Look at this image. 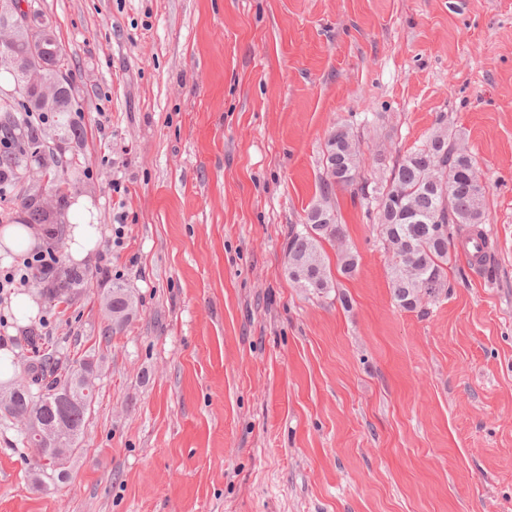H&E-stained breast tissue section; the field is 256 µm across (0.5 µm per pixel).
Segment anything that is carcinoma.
<instances>
[{
  "instance_id": "cac0c4a2",
  "label": "carcinoma",
  "mask_w": 512,
  "mask_h": 512,
  "mask_svg": "<svg viewBox=\"0 0 512 512\" xmlns=\"http://www.w3.org/2000/svg\"><path fill=\"white\" fill-rule=\"evenodd\" d=\"M0 44H11L17 54L32 52L27 30L18 24H0ZM51 67L25 76L12 74L15 87L7 91L0 87V118L8 116V126L0 135L9 139L11 155L0 160V199L16 203L27 214L25 223L46 224L62 213L71 181L63 176L54 180L53 192L45 199L16 191L22 177L39 179V167L33 149L39 144L44 130L51 126L74 133L76 122L68 116L79 112V102L72 97L76 73L70 72L71 82H60L61 69L68 67L56 35H50ZM43 112L45 119L31 116ZM323 176L320 179V199L306 214L300 229L291 231L287 244L288 277L298 287L317 294L333 287L330 267L325 263L321 247L333 241L339 250L341 272L353 275L359 256L345 239L343 225L333 195L335 189H350L369 208L377 210L383 249L388 258L389 284L399 307L412 311L423 303L437 300L448 287V263L452 257V233L437 235L432 230L435 221L445 226L469 229V235L480 236L485 223L483 198L486 185L476 160L461 145L460 137L439 128L421 145L396 160L390 175L381 185H371V178L361 165L359 140L343 123L332 128L323 150ZM132 307L126 289L112 286L105 297V309L112 320V331L122 330ZM92 368L85 359L80 363L57 361L50 366L41 364L36 371L14 374L9 380V404L5 410L14 417L34 421L41 430L38 438L31 430L23 437L35 455L47 458H67L79 444L90 407L69 397L75 393L77 375ZM41 387L33 396L29 384ZM65 421L70 431L59 438L49 429Z\"/></svg>"
}]
</instances>
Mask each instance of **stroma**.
Wrapping results in <instances>:
<instances>
[{
	"label": "stroma",
	"instance_id": "1",
	"mask_svg": "<svg viewBox=\"0 0 512 512\" xmlns=\"http://www.w3.org/2000/svg\"><path fill=\"white\" fill-rule=\"evenodd\" d=\"M76 70L50 134L100 226L62 298L36 283L0 347L27 372L93 356L64 477L35 485L0 412V512H512V0H37ZM385 166L446 127L487 186V271L399 308L375 211L316 295L285 270L334 123ZM112 254V276L96 266ZM134 301L109 334L112 285Z\"/></svg>",
	"mask_w": 512,
	"mask_h": 512
}]
</instances>
